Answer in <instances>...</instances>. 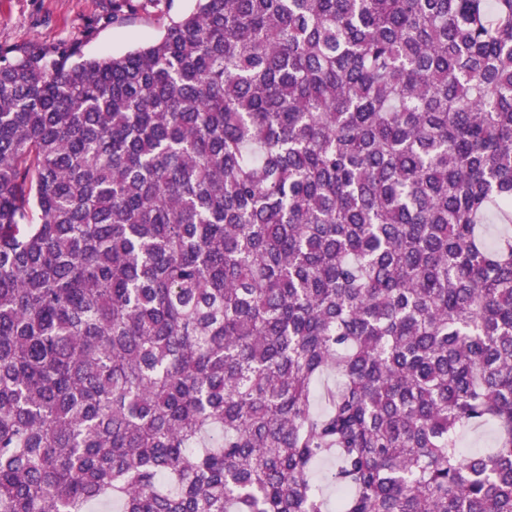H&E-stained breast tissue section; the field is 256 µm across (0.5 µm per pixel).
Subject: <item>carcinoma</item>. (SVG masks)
Listing matches in <instances>:
<instances>
[{
	"mask_svg": "<svg viewBox=\"0 0 512 512\" xmlns=\"http://www.w3.org/2000/svg\"><path fill=\"white\" fill-rule=\"evenodd\" d=\"M109 501L512 512V0L0 48V512Z\"/></svg>",
	"mask_w": 512,
	"mask_h": 512,
	"instance_id": "carcinoma-1",
	"label": "carcinoma"
}]
</instances>
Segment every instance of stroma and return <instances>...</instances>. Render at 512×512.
Wrapping results in <instances>:
<instances>
[{"instance_id":"35a3bbf8","label":"stroma","mask_w":512,"mask_h":512,"mask_svg":"<svg viewBox=\"0 0 512 512\" xmlns=\"http://www.w3.org/2000/svg\"><path fill=\"white\" fill-rule=\"evenodd\" d=\"M123 22L109 18L112 0H0V46L26 48L80 42L88 57L120 56L158 39L191 13L196 0H133Z\"/></svg>"}]
</instances>
